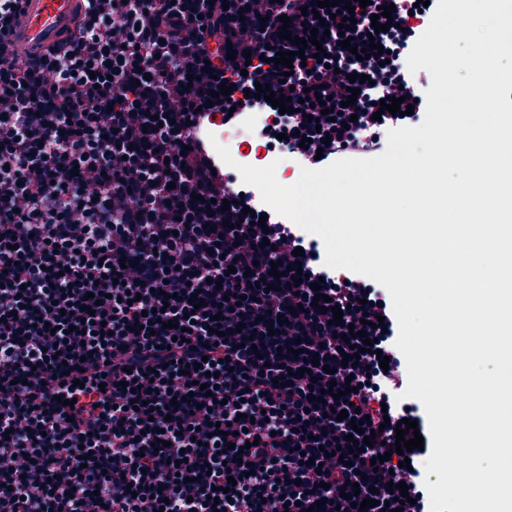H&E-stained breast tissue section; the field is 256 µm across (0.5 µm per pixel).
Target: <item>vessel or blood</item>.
<instances>
[{
  "instance_id": "vessel-or-blood-1",
  "label": "vessel or blood",
  "mask_w": 512,
  "mask_h": 512,
  "mask_svg": "<svg viewBox=\"0 0 512 512\" xmlns=\"http://www.w3.org/2000/svg\"><path fill=\"white\" fill-rule=\"evenodd\" d=\"M77 0H22L16 41L22 52H35L72 26Z\"/></svg>"
}]
</instances>
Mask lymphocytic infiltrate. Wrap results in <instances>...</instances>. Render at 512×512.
I'll list each match as a JSON object with an SVG mask.
<instances>
[{
  "label": "lymphocytic infiltrate",
  "instance_id": "f902f5d3",
  "mask_svg": "<svg viewBox=\"0 0 512 512\" xmlns=\"http://www.w3.org/2000/svg\"><path fill=\"white\" fill-rule=\"evenodd\" d=\"M17 2L0 0V512H428L421 451L407 468L394 452L402 419L429 429L404 395L384 287L328 268L317 240L230 188L201 128L265 106L256 84L289 85L299 110L264 137L285 134L297 167L382 149L389 130L425 117L430 77L407 57L433 7L340 2L315 46L316 0H80L75 30L27 58L11 39ZM387 5L393 27L371 34ZM297 37L306 61L284 70L274 58ZM373 41L389 64L356 58ZM396 93L413 113L374 119ZM261 213L265 225L252 224ZM317 280L341 325L313 306ZM351 327L362 354L346 367ZM348 383L353 393L332 397ZM351 407L375 439L348 466L338 448L352 428L337 413ZM392 481L409 502L394 501ZM353 493L376 506H352Z\"/></svg>",
  "mask_w": 512,
  "mask_h": 512
}]
</instances>
